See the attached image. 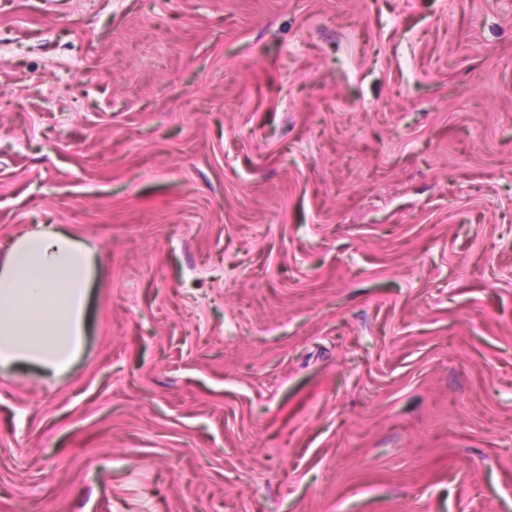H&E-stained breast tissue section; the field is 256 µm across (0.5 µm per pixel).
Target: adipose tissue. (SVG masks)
<instances>
[{
    "label": "adipose tissue",
    "mask_w": 512,
    "mask_h": 512,
    "mask_svg": "<svg viewBox=\"0 0 512 512\" xmlns=\"http://www.w3.org/2000/svg\"><path fill=\"white\" fill-rule=\"evenodd\" d=\"M98 265L84 240L52 224L0 253V372L29 367L66 375L79 358L89 289Z\"/></svg>",
    "instance_id": "1"
}]
</instances>
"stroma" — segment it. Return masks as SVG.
<instances>
[{"label":"stroma","mask_w":512,"mask_h":512,"mask_svg":"<svg viewBox=\"0 0 512 512\" xmlns=\"http://www.w3.org/2000/svg\"><path fill=\"white\" fill-rule=\"evenodd\" d=\"M39 224L99 273L0 512H512V0H0Z\"/></svg>","instance_id":"35a3bbf8"}]
</instances>
